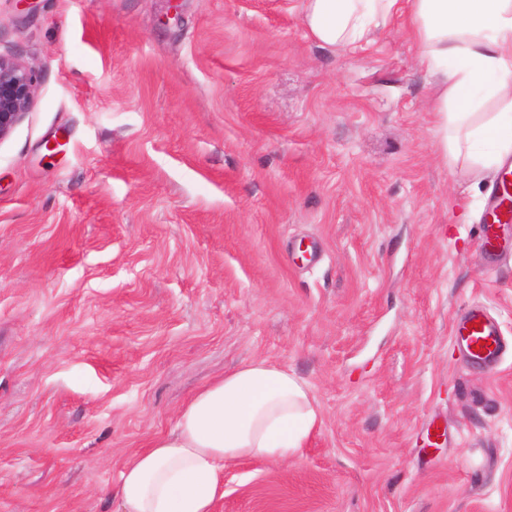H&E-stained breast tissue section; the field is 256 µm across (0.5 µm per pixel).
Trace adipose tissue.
Returning <instances> with one entry per match:
<instances>
[{
  "instance_id": "obj_1",
  "label": "adipose tissue",
  "mask_w": 512,
  "mask_h": 512,
  "mask_svg": "<svg viewBox=\"0 0 512 512\" xmlns=\"http://www.w3.org/2000/svg\"><path fill=\"white\" fill-rule=\"evenodd\" d=\"M311 37L330 47L369 42L406 15L435 77L448 163L489 169L512 158V0H304ZM496 111H484L486 102ZM322 423L310 386L288 368L253 361L195 393L174 431L122 471V512H212L226 466L298 456Z\"/></svg>"
}]
</instances>
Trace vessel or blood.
<instances>
[{"instance_id": "b4317fda", "label": "vessel or blood", "mask_w": 512, "mask_h": 512, "mask_svg": "<svg viewBox=\"0 0 512 512\" xmlns=\"http://www.w3.org/2000/svg\"><path fill=\"white\" fill-rule=\"evenodd\" d=\"M503 197H495L480 228L482 245L492 250L496 227L501 222ZM453 336L463 346L472 362L496 366L504 354V345L498 324L481 306L471 307L463 319L452 328Z\"/></svg>"}]
</instances>
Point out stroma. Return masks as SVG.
Masks as SVG:
<instances>
[{
	"instance_id": "1",
	"label": "stroma",
	"mask_w": 512,
	"mask_h": 512,
	"mask_svg": "<svg viewBox=\"0 0 512 512\" xmlns=\"http://www.w3.org/2000/svg\"><path fill=\"white\" fill-rule=\"evenodd\" d=\"M0 50L41 67L0 141V512H120L132 454L257 359L323 423L213 512H512V356L451 340L480 304L512 343L497 178L447 163L403 18L330 48L303 0H0ZM500 183L504 188L506 194L503 196H495L493 204L486 213L484 223L480 228V236L482 240L483 248L488 253L491 261L496 258V252L493 248V241L496 238V225L500 224L501 218V207L503 203L508 200L507 186L512 184V170L509 168L504 169L500 174Z\"/></svg>"
}]
</instances>
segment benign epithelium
Here are the masks:
<instances>
[{
	"mask_svg": "<svg viewBox=\"0 0 512 512\" xmlns=\"http://www.w3.org/2000/svg\"><path fill=\"white\" fill-rule=\"evenodd\" d=\"M40 80V67L13 52H0V141L29 112Z\"/></svg>",
	"mask_w": 512,
	"mask_h": 512,
	"instance_id": "obj_1",
	"label": "benign epithelium"
}]
</instances>
